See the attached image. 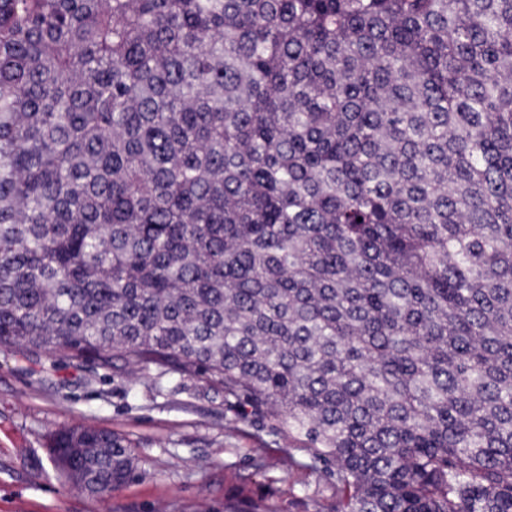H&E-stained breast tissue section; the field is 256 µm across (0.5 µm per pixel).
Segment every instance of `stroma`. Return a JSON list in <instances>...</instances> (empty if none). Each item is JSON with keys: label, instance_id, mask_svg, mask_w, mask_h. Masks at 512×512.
I'll return each instance as SVG.
<instances>
[{"label": "stroma", "instance_id": "obj_1", "mask_svg": "<svg viewBox=\"0 0 512 512\" xmlns=\"http://www.w3.org/2000/svg\"><path fill=\"white\" fill-rule=\"evenodd\" d=\"M72 426L129 441L138 476L109 495L73 486L48 448ZM308 460L280 423L240 419L205 376L0 348V512H325L333 480Z\"/></svg>", "mask_w": 512, "mask_h": 512}]
</instances>
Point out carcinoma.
<instances>
[{
    "label": "carcinoma",
    "instance_id": "carcinoma-1",
    "mask_svg": "<svg viewBox=\"0 0 512 512\" xmlns=\"http://www.w3.org/2000/svg\"><path fill=\"white\" fill-rule=\"evenodd\" d=\"M0 347L200 372L331 512H512V0H0Z\"/></svg>",
    "mask_w": 512,
    "mask_h": 512
}]
</instances>
